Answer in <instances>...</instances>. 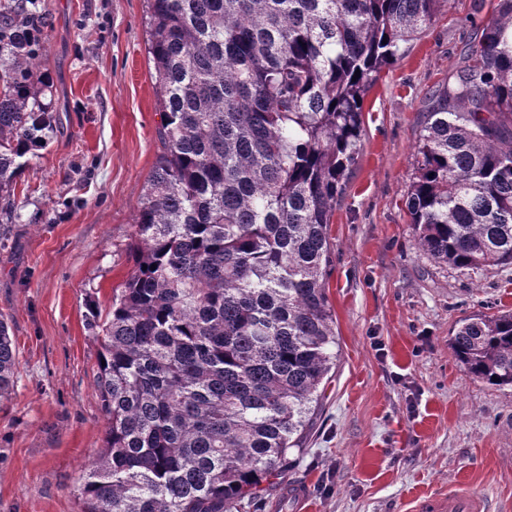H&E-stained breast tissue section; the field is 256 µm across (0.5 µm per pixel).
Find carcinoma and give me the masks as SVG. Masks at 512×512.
Instances as JSON below:
<instances>
[{
  "label": "carcinoma",
  "instance_id": "1",
  "mask_svg": "<svg viewBox=\"0 0 512 512\" xmlns=\"http://www.w3.org/2000/svg\"><path fill=\"white\" fill-rule=\"evenodd\" d=\"M36 0H0V193L44 147ZM444 0H148L163 151L132 224L134 275L105 313V445L81 512H243L287 468L336 358L327 233L363 100ZM360 77L354 78L355 71ZM406 200L420 250L512 264V0L427 98ZM156 268H150V265ZM463 370L512 386V312L458 322ZM17 358L0 319V398Z\"/></svg>",
  "mask_w": 512,
  "mask_h": 512
}]
</instances>
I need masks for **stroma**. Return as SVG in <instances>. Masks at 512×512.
<instances>
[{
    "instance_id": "obj_1",
    "label": "stroma",
    "mask_w": 512,
    "mask_h": 512,
    "mask_svg": "<svg viewBox=\"0 0 512 512\" xmlns=\"http://www.w3.org/2000/svg\"><path fill=\"white\" fill-rule=\"evenodd\" d=\"M493 0H447L368 92L361 150L336 201L328 298L336 365L289 451L307 512H404L458 484L512 512V388L476 381L448 345L457 323L512 310V265L462 271L419 249L405 201L427 94L444 83ZM146 0H40L46 147L0 211V316L17 350L0 400V512H81L80 471L103 446L95 378L101 310L135 271L132 224L161 145Z\"/></svg>"
}]
</instances>
